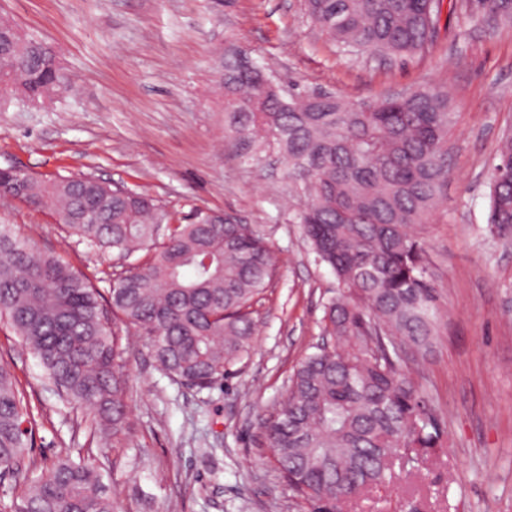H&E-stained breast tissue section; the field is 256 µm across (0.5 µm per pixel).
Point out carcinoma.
Here are the masks:
<instances>
[{"label":"carcinoma","mask_w":512,"mask_h":512,"mask_svg":"<svg viewBox=\"0 0 512 512\" xmlns=\"http://www.w3.org/2000/svg\"><path fill=\"white\" fill-rule=\"evenodd\" d=\"M482 19L512 25V0H481ZM441 0H304L316 26L355 55L414 56L434 42ZM27 61L29 87L49 84L55 55L12 33ZM231 45L224 53V134L244 141L258 165L282 158L300 198L315 261L336 278L324 305L330 341L305 355L281 408L262 422L288 486L328 512L369 498L395 467L419 464L445 447L435 409L407 370V354L433 345L440 308L422 226L432 221L448 173V133L456 123L448 86L428 82L382 100L320 99L288 86ZM0 183L47 207L70 234L129 264L112 273L108 305L62 257L37 250L0 224V321L33 354L66 402L93 412L94 430L118 442L127 430L122 322L144 337L169 378L204 389L249 355L250 308L277 261L262 230L220 223L199 211L163 238L170 214L143 194L91 175L39 179L0 171ZM488 228L512 230V135L493 165ZM30 411L11 371L0 365V470L20 472ZM0 512H119L85 457H62L30 479L20 502Z\"/></svg>","instance_id":"cac0c4a2"}]
</instances>
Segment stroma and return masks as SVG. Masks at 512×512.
Instances as JSON below:
<instances>
[{"instance_id":"obj_1","label":"stroma","mask_w":512,"mask_h":512,"mask_svg":"<svg viewBox=\"0 0 512 512\" xmlns=\"http://www.w3.org/2000/svg\"><path fill=\"white\" fill-rule=\"evenodd\" d=\"M477 0L443 12L415 57L353 58L307 17L303 0H0V20L50 46L60 85L32 104L0 93V168L42 178L90 174L149 194L184 220L197 210L262 226L278 273L251 308L254 348L205 389L157 369L127 335L128 429L100 439L93 415L65 403L0 322V363L33 416L30 476L67 451L91 456L123 512H310L277 471L261 428L323 332L336 289L298 222L286 169L254 166L224 139L219 66L235 43L278 78L350 100L447 83L457 122L443 199L424 236L443 311L435 344L408 369L432 401L448 445L354 512H512V233L487 228L502 137L512 132V27L475 21ZM0 224L62 256L108 294L115 252L89 248L34 209L0 196Z\"/></svg>"}]
</instances>
